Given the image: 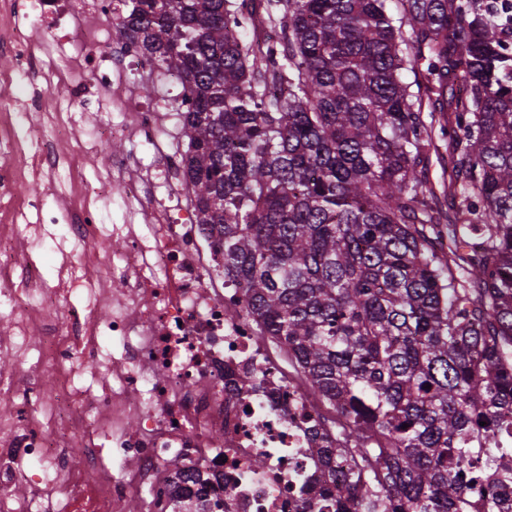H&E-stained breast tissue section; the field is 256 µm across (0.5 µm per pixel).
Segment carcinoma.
<instances>
[{
    "instance_id": "carcinoma-1",
    "label": "carcinoma",
    "mask_w": 512,
    "mask_h": 512,
    "mask_svg": "<svg viewBox=\"0 0 512 512\" xmlns=\"http://www.w3.org/2000/svg\"><path fill=\"white\" fill-rule=\"evenodd\" d=\"M122 2L224 284L336 413L303 512H512V0ZM156 91L152 95L154 97L163 98L166 100L169 112L167 114V125L171 131V136L173 140L180 146L181 150L183 149L182 140L180 135V118L178 112L176 111V99L174 97L177 94L181 87L172 79H160L153 77ZM438 152L432 154L431 180L436 194L442 198V169L448 163L447 143L437 135L434 137Z\"/></svg>"
}]
</instances>
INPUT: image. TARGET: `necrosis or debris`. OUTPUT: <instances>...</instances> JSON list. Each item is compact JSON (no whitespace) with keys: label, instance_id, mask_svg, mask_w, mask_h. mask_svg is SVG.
Here are the masks:
<instances>
[{"label":"necrosis or debris","instance_id":"necrosis-or-debris-1","mask_svg":"<svg viewBox=\"0 0 512 512\" xmlns=\"http://www.w3.org/2000/svg\"><path fill=\"white\" fill-rule=\"evenodd\" d=\"M118 0H0V56L28 75L37 54L68 56L75 69L69 96L98 105L94 133L133 139L157 162L146 171L154 192L142 210L146 232L133 225L105 227L98 199L108 195L101 180L94 198L77 199L67 212L59 246L125 240V252L101 256L107 281L70 273L65 289L43 288L23 260L30 238H42L58 221L43 198L21 193L26 161L59 174L56 148L75 125L67 118L51 132L43 115L26 113L27 154L10 124L12 104L0 98V305L13 319L9 346L36 342L41 365L53 367L56 383L34 396L47 420L18 416L0 439V512H76L86 492L94 512H126L129 498L146 512H301L296 490L316 466L310 423L318 406L264 352L249 318L229 319L240 293L221 287L216 275L222 252L204 246V230L186 186H173L180 155L162 139L159 104L132 91L130 74L153 66L137 46L120 41L106 26L119 16ZM35 211L37 225L15 226L19 211ZM55 304L60 294H84L88 305L68 309L60 327L32 338L33 294ZM112 302V319L97 309ZM122 342L121 360L103 358V339ZM99 368L98 389L87 392L75 379V363ZM140 420L132 433L128 417ZM263 467H256V458ZM179 459L182 474L169 467ZM135 467H128V460Z\"/></svg>","mask_w":512,"mask_h":512}]
</instances>
